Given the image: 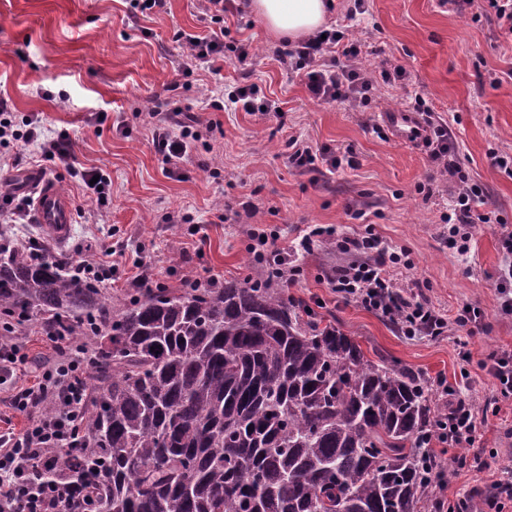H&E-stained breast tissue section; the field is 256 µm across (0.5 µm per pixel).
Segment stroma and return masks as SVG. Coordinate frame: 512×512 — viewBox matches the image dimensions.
<instances>
[{"label": "stroma", "mask_w": 512, "mask_h": 512, "mask_svg": "<svg viewBox=\"0 0 512 512\" xmlns=\"http://www.w3.org/2000/svg\"><path fill=\"white\" fill-rule=\"evenodd\" d=\"M365 8L350 29L364 66L396 59L408 75L377 87L369 105L357 110L310 102L299 77L278 62L281 43L262 21L249 28L227 14L229 39L256 45L250 80L280 102L286 113L281 120L211 107L208 88L240 78L230 60L220 61L215 74H182L183 49L175 35L204 32L197 0H166L149 15L136 14L130 0H0V97L17 117L42 118L47 135L68 133L72 153L63 165L29 149L19 165L0 167V180L24 196L28 173L44 172L74 210L87 215V222H72L66 243L34 220L20 225L19 241L66 256H121L113 280L100 285L115 304L142 266L168 288L180 287L185 275H260L250 232L275 234V249L302 269L289 295L318 306L363 349L400 360L426 381L445 378L474 404V444L440 453L448 460L478 456L486 466L451 469L446 494L454 500L512 473V398H503L480 366L493 349H512V315L498 313L494 288L502 227L512 226V176L488 157L493 150L512 153V84L503 80L512 71V45L497 39L490 22L473 21L439 0H366ZM495 78L500 87L492 86ZM417 96L432 107L434 123L447 125L461 166L502 219L472 225L464 256L449 248L441 222L454 180L441 175L422 143L398 141L382 120L387 112L410 111ZM156 98L199 118L198 139L177 178L168 176L152 145L147 110ZM292 135L316 149L353 150L359 165L297 172L286 158ZM72 166L109 177L106 205L71 178ZM423 183L431 184L432 194L418 193ZM174 212L190 216V223H168ZM313 225L346 234L372 227L389 245L409 250L410 275L428 281L436 308L452 316L464 304L478 306L485 331L463 344L454 335L411 340L380 314L337 299L330 279L349 258L328 241L309 252L298 249Z\"/></svg>", "instance_id": "obj_1"}]
</instances>
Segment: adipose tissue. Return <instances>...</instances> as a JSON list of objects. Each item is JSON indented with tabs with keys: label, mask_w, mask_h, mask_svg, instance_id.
Masks as SVG:
<instances>
[{
	"label": "adipose tissue",
	"mask_w": 512,
	"mask_h": 512,
	"mask_svg": "<svg viewBox=\"0 0 512 512\" xmlns=\"http://www.w3.org/2000/svg\"><path fill=\"white\" fill-rule=\"evenodd\" d=\"M251 10L278 40L293 42L328 21V0H252Z\"/></svg>",
	"instance_id": "obj_1"
}]
</instances>
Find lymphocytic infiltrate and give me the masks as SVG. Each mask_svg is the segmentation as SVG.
<instances>
[{"mask_svg": "<svg viewBox=\"0 0 512 512\" xmlns=\"http://www.w3.org/2000/svg\"><path fill=\"white\" fill-rule=\"evenodd\" d=\"M452 2L459 11L470 12L474 20L489 18L496 25L498 38L512 42V0ZM227 10L224 0H204L203 12L211 22L208 33L178 32V39L185 45L184 73L211 68L215 59L227 51L240 67L251 65L255 55L251 43L224 41ZM360 54L357 41L350 39L346 30L333 27L326 33L316 32L289 44L286 51L281 52L280 61L300 74L313 101L338 102L356 109L367 106L378 84L399 82L407 75L405 67L399 63L370 71L360 64ZM211 105L219 111L256 113L266 110L280 119L285 116L279 103L268 99L257 84L246 79L216 88ZM149 115L156 120L155 149L166 171L176 174L195 138L194 126L173 120L160 104L152 106ZM423 143L429 148L432 161L441 164L444 171L457 179V191L442 221L448 226L449 245L459 254H468L472 239L470 226L492 223L495 215L485 209L481 188L472 183L458 163L447 126L425 128ZM33 145L39 146L42 156L49 160L65 164L71 157L68 135L45 138L43 122L38 116L31 115L24 122H16L10 104L0 98V163L11 160L7 148L23 149ZM288 164L299 172L315 171L322 165L335 171L355 167L357 159L352 150L338 153L316 150L306 140L292 136L288 139ZM331 237L336 240L337 250L351 257L331 279L332 291L338 299L382 314L405 336L437 338L453 331L471 335L484 329L485 315L481 308L463 307L450 318L431 303L423 282L414 279L407 285H399L392 272L413 269L410 255L405 249L384 245L374 233L339 235L333 228L316 227L302 236L300 245L308 250L315 239ZM49 338L58 347V359L43 370L33 385L16 390L10 398L12 409L26 416L27 425L20 433L0 435V512H67L68 499L86 494L85 489L68 482L41 480L35 472L39 466H55L57 459L52 456V449L84 446L86 378L98 356L96 349L77 337L53 332ZM438 385L443 394L451 396L452 405L447 420L434 436L435 441L446 446L473 442L477 428L473 405L457 395L446 380H439ZM460 504L461 512H503L506 505L512 504V476L496 480L488 492L472 491L461 497Z\"/></svg>", "mask_w": 512, "mask_h": 512, "instance_id": "1", "label": "lymphocytic infiltrate"}]
</instances>
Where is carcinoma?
Listing matches in <instances>:
<instances>
[{
  "label": "carcinoma",
  "mask_w": 512,
  "mask_h": 512,
  "mask_svg": "<svg viewBox=\"0 0 512 512\" xmlns=\"http://www.w3.org/2000/svg\"><path fill=\"white\" fill-rule=\"evenodd\" d=\"M100 339L88 446L57 453L97 512H421L423 440L448 413L421 376L375 354L270 276L95 285L0 250V318Z\"/></svg>",
  "instance_id": "obj_1"
}]
</instances>
